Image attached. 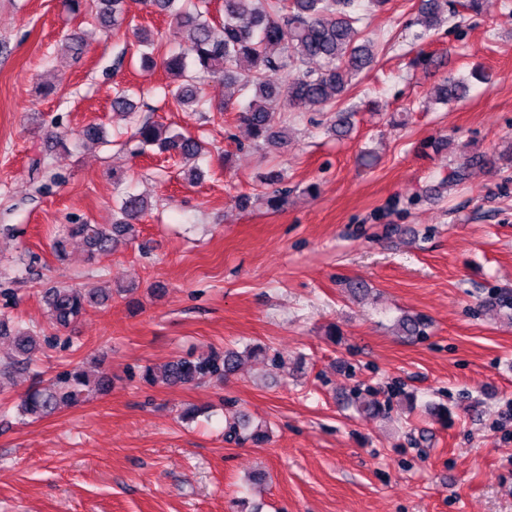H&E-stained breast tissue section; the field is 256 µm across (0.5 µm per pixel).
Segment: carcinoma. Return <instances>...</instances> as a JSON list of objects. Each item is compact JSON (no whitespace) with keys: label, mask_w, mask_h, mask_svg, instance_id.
<instances>
[{"label":"carcinoma","mask_w":512,"mask_h":512,"mask_svg":"<svg viewBox=\"0 0 512 512\" xmlns=\"http://www.w3.org/2000/svg\"><path fill=\"white\" fill-rule=\"evenodd\" d=\"M356 0H223V18L216 20L210 10V0H140L153 12L173 21V36L181 39L179 53L156 57L155 40L146 29L136 32L140 45L148 48L141 53L142 63H159L173 77L175 100L194 112L204 105L201 85L208 78H219L225 87L252 92L242 105L227 103L224 109H234L240 121L249 129L255 142L264 141L281 148L288 146L289 137L273 127L270 102L283 104L287 112H303L335 106L355 77L371 68L376 61L374 42L359 41L357 24L363 17L355 15ZM127 0H68L69 10L79 15L95 10L100 27L115 30L125 21ZM490 6V0H421L418 21L427 30H436L451 19L476 14ZM298 70L285 83H274L268 72L284 68ZM469 88L464 80L448 79L431 92L434 104L449 105L458 101ZM140 110L132 96L121 92L112 99V111L130 115ZM351 129V113L339 111L328 131L342 137ZM81 137L85 142L104 143L102 125L89 124ZM158 146L160 152L176 157L184 166L201 155L200 141L187 133L170 131L148 120L140 123L121 143L132 156L146 154ZM149 209L147 199L130 192L124 193L110 224L88 222L65 225L63 233L53 243L57 256L66 255L70 239L83 241L88 258L107 256L120 240L137 237L136 225ZM52 326L64 330L76 323L88 309L105 304L112 293L103 288H77L52 285L44 291ZM399 333L409 338L424 335L425 322L419 315H406L398 320ZM0 337L11 339L14 354L0 364V377L11 375L32 361L38 349L39 333L30 327L15 325L0 318ZM240 355L231 349L213 351L204 359L177 358L155 369L148 366L143 377L149 382L161 379L171 387L195 385L235 372ZM89 387L86 373L79 369L63 371L46 385H34L22 398L20 414L36 419L54 413L60 406L74 403ZM229 441L260 443L267 439V429L251 426L242 419L227 425Z\"/></svg>","instance_id":"1"}]
</instances>
